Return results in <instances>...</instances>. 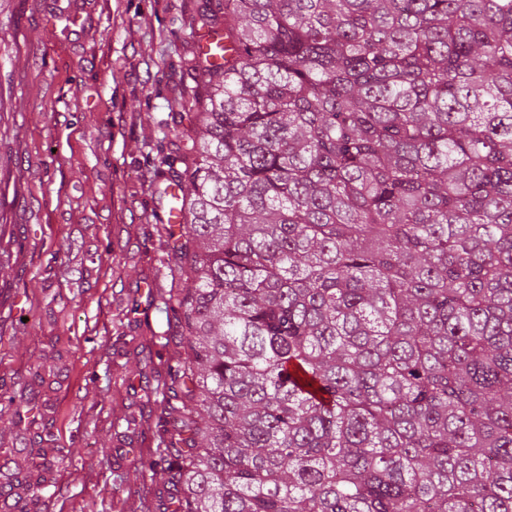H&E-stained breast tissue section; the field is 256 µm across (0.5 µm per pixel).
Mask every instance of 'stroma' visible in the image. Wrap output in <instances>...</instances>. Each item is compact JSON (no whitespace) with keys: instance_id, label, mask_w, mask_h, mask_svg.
<instances>
[{"instance_id":"1","label":"stroma","mask_w":512,"mask_h":512,"mask_svg":"<svg viewBox=\"0 0 512 512\" xmlns=\"http://www.w3.org/2000/svg\"><path fill=\"white\" fill-rule=\"evenodd\" d=\"M196 0H0V482L27 512H163L184 284L156 147L199 81ZM31 405L18 404V397Z\"/></svg>"}]
</instances>
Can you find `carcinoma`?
<instances>
[{"label": "carcinoma", "mask_w": 512, "mask_h": 512, "mask_svg": "<svg viewBox=\"0 0 512 512\" xmlns=\"http://www.w3.org/2000/svg\"><path fill=\"white\" fill-rule=\"evenodd\" d=\"M160 152L174 512H512V0H205ZM182 168H177V165Z\"/></svg>", "instance_id": "1"}]
</instances>
